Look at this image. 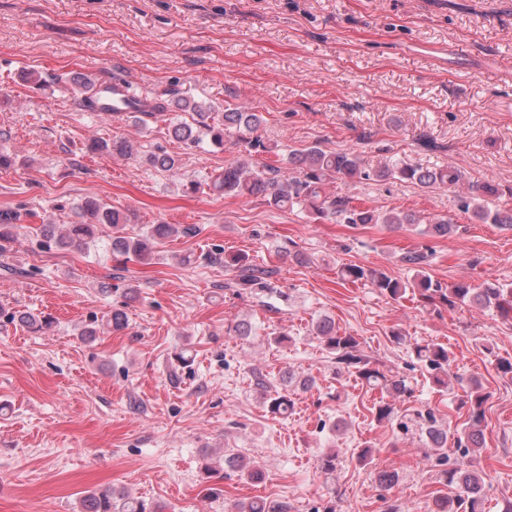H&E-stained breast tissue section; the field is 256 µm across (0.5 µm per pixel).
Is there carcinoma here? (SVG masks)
Listing matches in <instances>:
<instances>
[{
	"mask_svg": "<svg viewBox=\"0 0 512 512\" xmlns=\"http://www.w3.org/2000/svg\"><path fill=\"white\" fill-rule=\"evenodd\" d=\"M74 81L83 89L98 88L97 100L85 98L83 106L95 112H110L112 107L103 104L105 93L112 87L98 84L95 80L78 74ZM152 106L142 112L151 117L157 112H167L175 108L177 112H191L199 117V129L186 122L172 123V137L185 147L200 144L198 130H203L215 144H223L224 136L236 131L242 135L256 131L263 122L262 113L243 104L224 109V113L209 116L215 111L188 98L168 103L163 95L151 94ZM112 149L115 153L128 156L133 153L131 142L116 139L110 143L94 139L90 150ZM145 162L156 169L171 171L178 165V159L164 150L146 156ZM395 179L410 182L430 191L438 189H455L458 191V209L468 213L483 224H498L512 228V208L500 209L490 206L489 199L498 198L505 193L512 195V189L505 191L500 185L490 181L465 183L460 170L450 165L434 169L424 168L405 160H389L376 168H368L355 152H337L314 144L304 148H292L288 155L276 160L274 164L254 165L248 161L236 162L224 167V173L212 181V188L229 196L244 199L262 197L264 201L279 209H307L317 219L334 218L339 224H384L390 228L410 226L419 229V234L431 237H445L455 230V222L449 217H433L426 220L410 213L380 211L370 207L354 204L353 198L332 190V185L341 180L345 183L374 180ZM78 221L56 229L52 224H42L37 228L48 247L61 250L83 248L95 240L98 226L107 224L112 228V252L141 263L152 259L154 249L164 239L195 233L193 227H178L172 224H153L146 232L137 237L121 235L127 222V216L107 207L97 200H86L77 206ZM224 258V266L234 270L235 277L226 284L228 288H240L262 298L280 295L271 287L272 271L250 264L248 258L240 254L221 256L214 253V258ZM431 254L427 251L408 250L401 255V261L416 272L414 279L403 282L386 273L356 264L343 265L338 271V280L343 283H367L380 293L394 301L411 296L424 307L445 305L453 308L458 303H475L494 308L504 316L512 314V286L486 281L475 285L462 278L444 287L432 279L426 266L430 264ZM315 333L330 351L336 353V373L347 371L360 380L362 385L371 390H378L392 395V400L379 401L375 406V420L388 422L403 434L419 431L425 434L426 447L436 451L445 447L448 441V428L438 422L435 409H414L401 414L395 406V400L406 397L410 386L405 377L392 371H384L361 353L360 342L356 337L336 330L334 321L325 317L315 326ZM411 352L417 362L422 364L438 387H448V369L450 357L448 348L432 343L416 342L411 345ZM288 381L295 382L292 389H275L266 376L255 375V387L261 393L268 408L275 414H286L293 408L294 395L308 390L312 379L307 375L288 373ZM488 395L475 381L467 383L463 403L468 405L469 423L464 435L458 437L457 445L465 449V454L482 448L484 405ZM224 464L236 471L239 476L251 481L262 477L261 469L254 463L236 454L224 456ZM446 485L458 490L448 498L437 497L433 500L430 512H482L484 479L471 464L461 462L456 467L444 472ZM83 512H159L158 508L149 506L144 500L128 494H118L105 489L94 491L82 500ZM240 512H291V506L285 501H273L255 498Z\"/></svg>",
	"mask_w": 512,
	"mask_h": 512,
	"instance_id": "obj_1",
	"label": "carcinoma"
}]
</instances>
